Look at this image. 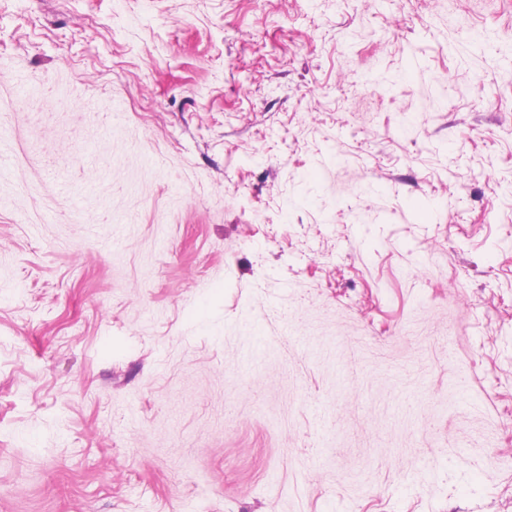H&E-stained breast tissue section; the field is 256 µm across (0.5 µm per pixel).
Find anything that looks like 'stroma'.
<instances>
[{
	"label": "stroma",
	"instance_id": "stroma-1",
	"mask_svg": "<svg viewBox=\"0 0 512 512\" xmlns=\"http://www.w3.org/2000/svg\"><path fill=\"white\" fill-rule=\"evenodd\" d=\"M0 142V512H512V0H0Z\"/></svg>",
	"mask_w": 512,
	"mask_h": 512
}]
</instances>
